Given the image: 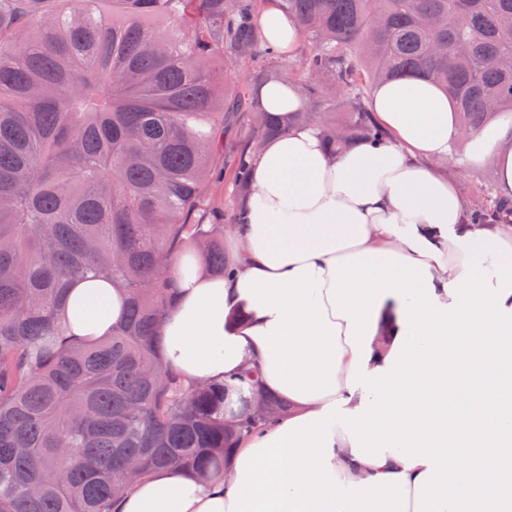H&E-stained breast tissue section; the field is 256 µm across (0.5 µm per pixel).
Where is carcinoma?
<instances>
[{"label": "carcinoma", "mask_w": 512, "mask_h": 512, "mask_svg": "<svg viewBox=\"0 0 512 512\" xmlns=\"http://www.w3.org/2000/svg\"><path fill=\"white\" fill-rule=\"evenodd\" d=\"M0 0V512H111L112 488L138 463L206 474L236 437L288 411L254 369L226 385L189 384L164 364L156 328L182 247L231 275L224 224L204 204L219 177L232 59L275 56L257 0ZM312 45L266 78L294 81L329 152L386 132L367 84L418 78L452 101L466 137L512 110V0H279ZM343 104V127L325 110ZM267 137L282 117H252ZM481 224L512 213V200ZM128 296L123 322L93 345L58 310L78 280Z\"/></svg>", "instance_id": "1"}]
</instances>
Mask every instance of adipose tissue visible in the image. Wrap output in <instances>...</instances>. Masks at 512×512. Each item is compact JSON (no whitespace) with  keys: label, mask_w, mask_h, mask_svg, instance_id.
Masks as SVG:
<instances>
[{"label":"adipose tissue","mask_w":512,"mask_h":512,"mask_svg":"<svg viewBox=\"0 0 512 512\" xmlns=\"http://www.w3.org/2000/svg\"><path fill=\"white\" fill-rule=\"evenodd\" d=\"M259 24L279 50L300 41L275 5ZM256 98L282 117L305 106L285 81ZM369 108L383 141L333 157L317 126L289 124L252 156L233 276L198 271L190 248L169 268L167 367L221 383L255 365L287 413L210 480L154 471L116 512H512V222L468 223L438 166L458 126L436 85H381ZM466 159L512 198L511 112ZM123 312L119 290L89 281L64 314L91 344Z\"/></svg>","instance_id":"1"}]
</instances>
